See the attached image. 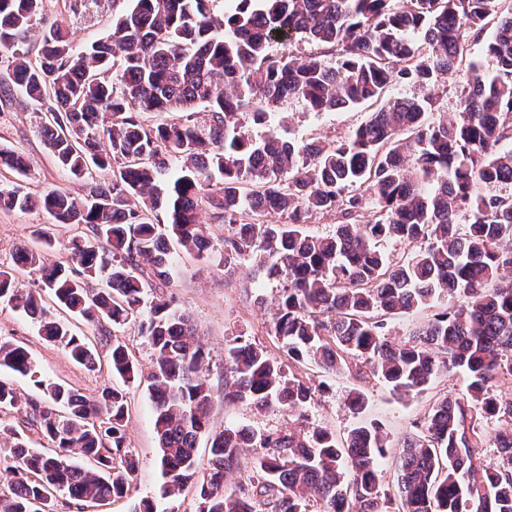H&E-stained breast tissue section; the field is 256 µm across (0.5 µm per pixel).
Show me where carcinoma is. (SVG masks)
<instances>
[{"label":"carcinoma","instance_id":"cac0c4a2","mask_svg":"<svg viewBox=\"0 0 512 512\" xmlns=\"http://www.w3.org/2000/svg\"><path fill=\"white\" fill-rule=\"evenodd\" d=\"M104 41L78 50L61 23L44 31L35 59L20 51L44 22L45 0H0L3 98L46 109L45 145L80 191L39 196L0 184V209L47 212L33 236L53 246V227L82 224L68 264L41 250L16 253V269L41 272L47 297L20 288L0 269V301L36 318L41 334L85 370L100 357L69 318L123 326L137 315L153 353L143 375L128 345L112 342L107 362L123 382L147 377L166 493L195 488L190 512H512V10L497 0H130ZM492 35L483 70L466 62L469 34ZM322 49L275 55L277 40ZM336 58L331 63L327 56ZM467 72L451 115L435 117L438 78ZM390 84L422 89L385 96ZM300 99L322 112L370 103L368 119L314 152L275 132L253 139L248 124ZM17 151L0 147V168L25 175ZM111 172L105 181L94 173ZM231 227L219 263L256 260L284 282L270 335L287 348L285 368L259 345L236 338L226 350V404L303 416L315 396L300 366L382 379L400 398L463 374L465 391L438 397L407 433L396 497L380 491L376 464L388 448L377 421L353 427L343 443L323 428L306 434L248 424L208 432L216 391L209 353L191 317L161 291L171 282L169 244L189 254L213 248L196 221L200 204ZM334 215V233L311 235L314 215ZM415 246L403 260L379 244ZM97 282L100 288L89 284ZM445 311L388 341L397 317ZM32 381L37 403L0 381V412L39 424L51 442L32 448L0 428V512H55L58 497L102 505L126 495L138 470L126 445V393L95 396L37 374L30 352L0 340V368ZM500 464L480 458L488 432ZM209 433V467L198 474L196 445ZM252 449L249 475L228 487Z\"/></svg>","mask_w":512,"mask_h":512}]
</instances>
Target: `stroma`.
Instances as JSON below:
<instances>
[{"label":"stroma","instance_id":"1","mask_svg":"<svg viewBox=\"0 0 512 512\" xmlns=\"http://www.w3.org/2000/svg\"><path fill=\"white\" fill-rule=\"evenodd\" d=\"M128 7L127 0H83L78 10H70L65 0H46L49 18L66 25L77 44L83 47L105 38L112 30V21ZM368 115L367 106L352 111L314 112L304 103L291 101L284 104L281 113L272 114L267 125L248 126L246 133L260 137L266 131L296 142L309 136L321 139H342ZM43 113L23 106L19 100L0 105V145L24 153L29 161L26 175L16 177L5 173L0 180L14 181L24 192L40 195L50 190L67 191L72 187L68 174L59 168L48 152L40 131ZM50 216L38 209L0 211V268L13 267L19 247L34 246L32 236L37 225L50 223ZM173 280L166 285L176 303L190 313L201 340L210 351L211 365L208 374L215 390L224 388V349L236 336H243L263 346L280 362H287L288 355L281 343L270 336L266 323L269 309L279 295L280 285L268 280L256 262L231 263L225 266L186 254L181 250L172 253ZM73 329L88 336L99 353L110 349L109 338L125 341L132 350L142 371H149L152 353L138 334L137 320L128 321L119 329H108L106 336H99L91 324L76 320ZM0 338L19 343L30 352L38 372L45 378L65 383L85 394H96L103 388L119 385L108 366L94 372L77 365L59 346L47 342L38 333L34 320L0 302ZM307 374L315 381H326L328 390L319 394L308 406L300 421H292L278 411L257 412L247 406L225 408L222 400H215L210 424L212 429L244 423L256 428H289L305 430L326 427L345 436L360 418L381 422L392 446L378 465L379 483L385 492H392L396 463L401 453L400 444L405 434L416 423L422 422L430 405L444 392H463L464 376L457 375L439 380L434 388L406 398H396L379 378L365 377L358 381L349 374L325 375L316 367H308ZM360 389L367 399L363 415L349 411L345 398L351 389ZM129 419L126 426V444L139 459L137 475L127 494L102 512H135L142 499H151L168 512L183 507L191 499V492L180 497L163 494L164 480L158 466V448L154 429V408L146 385L127 386Z\"/></svg>","mask_w":512,"mask_h":512}]
</instances>
